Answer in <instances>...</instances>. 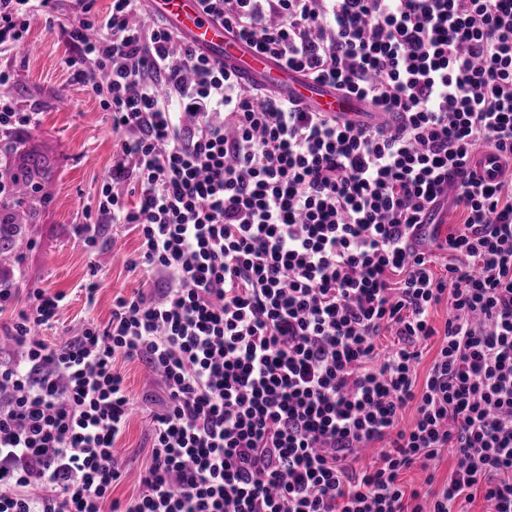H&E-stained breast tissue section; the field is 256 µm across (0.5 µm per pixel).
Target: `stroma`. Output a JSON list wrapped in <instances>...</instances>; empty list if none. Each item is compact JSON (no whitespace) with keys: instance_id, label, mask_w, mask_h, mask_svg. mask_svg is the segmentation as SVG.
I'll return each instance as SVG.
<instances>
[{"instance_id":"1","label":"stroma","mask_w":512,"mask_h":512,"mask_svg":"<svg viewBox=\"0 0 512 512\" xmlns=\"http://www.w3.org/2000/svg\"><path fill=\"white\" fill-rule=\"evenodd\" d=\"M65 20L62 11L35 14L22 45L0 54V64L15 72V107L38 115L35 124L13 131L10 138L20 153L44 159L51 168L48 195L38 204L39 218L15 240L13 263L21 286L47 287L65 296L57 323L41 332L51 345L83 323L105 326L116 296L156 284L149 268L132 270L125 264L126 255L139 246L137 233L121 224L97 222L98 194L120 154V142L110 113L63 64L68 49L49 26ZM92 223L98 226V246L93 251L77 231L79 225ZM92 282L98 290L90 305L83 289ZM118 368L135 403L114 447L125 477L112 495L123 499L138 489V475L152 446L150 413L162 405L165 393L145 362H122Z\"/></svg>"}]
</instances>
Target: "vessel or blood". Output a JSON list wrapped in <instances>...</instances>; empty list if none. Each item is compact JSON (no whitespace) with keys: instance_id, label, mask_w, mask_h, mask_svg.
I'll return each instance as SVG.
<instances>
[{"instance_id":"vessel-or-blood-1","label":"vessel or blood","mask_w":512,"mask_h":512,"mask_svg":"<svg viewBox=\"0 0 512 512\" xmlns=\"http://www.w3.org/2000/svg\"><path fill=\"white\" fill-rule=\"evenodd\" d=\"M150 14L171 22L180 35L213 60L236 69L245 81L273 83L284 97L300 101L312 111L348 114L357 104L355 98L321 83L297 78L270 58L229 36L222 23L203 11L200 0H152Z\"/></svg>"}]
</instances>
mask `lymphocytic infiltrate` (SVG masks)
<instances>
[{
	"mask_svg": "<svg viewBox=\"0 0 512 512\" xmlns=\"http://www.w3.org/2000/svg\"><path fill=\"white\" fill-rule=\"evenodd\" d=\"M58 2L0 0V49ZM67 2L64 65L122 139L99 220L137 231L127 263L163 286L50 347L63 294L16 309L0 270L17 351L0 361V512H512V0H201L363 122L240 81L137 23L143 0L101 17ZM120 359L145 361L166 401L138 491L115 499Z\"/></svg>",
	"mask_w": 512,
	"mask_h": 512,
	"instance_id": "lymphocytic-infiltrate-1",
	"label": "lymphocytic infiltrate"
}]
</instances>
